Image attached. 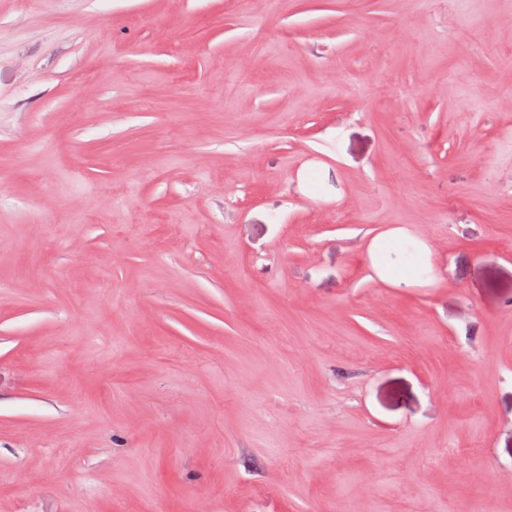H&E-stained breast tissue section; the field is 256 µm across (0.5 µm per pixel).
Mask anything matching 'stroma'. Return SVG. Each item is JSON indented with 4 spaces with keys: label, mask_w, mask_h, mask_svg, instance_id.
I'll return each mask as SVG.
<instances>
[{
    "label": "stroma",
    "mask_w": 512,
    "mask_h": 512,
    "mask_svg": "<svg viewBox=\"0 0 512 512\" xmlns=\"http://www.w3.org/2000/svg\"><path fill=\"white\" fill-rule=\"evenodd\" d=\"M486 503L512 0H0V512Z\"/></svg>",
    "instance_id": "obj_1"
}]
</instances>
